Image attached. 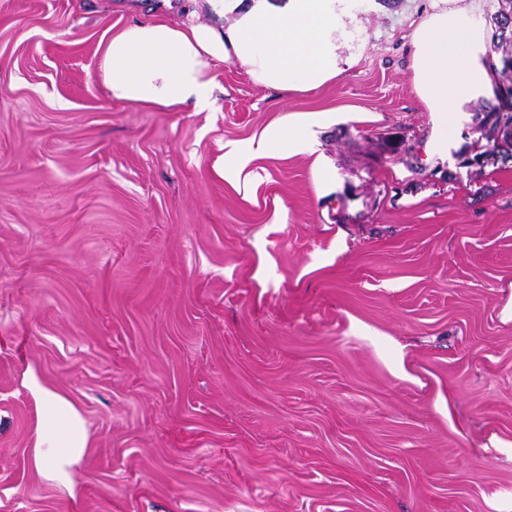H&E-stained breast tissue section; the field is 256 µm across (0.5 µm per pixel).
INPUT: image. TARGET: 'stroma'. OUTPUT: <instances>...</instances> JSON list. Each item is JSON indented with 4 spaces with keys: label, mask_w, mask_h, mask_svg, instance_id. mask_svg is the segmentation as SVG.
Wrapping results in <instances>:
<instances>
[{
    "label": "stroma",
    "mask_w": 512,
    "mask_h": 512,
    "mask_svg": "<svg viewBox=\"0 0 512 512\" xmlns=\"http://www.w3.org/2000/svg\"><path fill=\"white\" fill-rule=\"evenodd\" d=\"M187 2L0 0V512H512V461L471 451L512 438V147L472 163L477 99L429 150L430 0H350L354 64L309 94L227 62L204 112L109 100L108 29ZM324 109L327 189L302 155L248 200L217 176L225 142ZM359 328L407 343L415 381ZM28 366L87 420L74 492L30 464Z\"/></svg>",
    "instance_id": "stroma-1"
}]
</instances>
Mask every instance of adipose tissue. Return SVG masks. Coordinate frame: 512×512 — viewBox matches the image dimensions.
I'll use <instances>...</instances> for the list:
<instances>
[{
  "mask_svg": "<svg viewBox=\"0 0 512 512\" xmlns=\"http://www.w3.org/2000/svg\"><path fill=\"white\" fill-rule=\"evenodd\" d=\"M342 0H205L216 24L157 17L112 32L98 45L96 78L109 99L152 112L210 109L218 86L216 69L230 62L254 82L284 92L317 90L341 75L336 9ZM410 70L436 135L430 147L448 146V127L465 103L493 93L484 61L487 27L479 6L463 11L432 0L411 37ZM332 112L291 113L245 142H228L215 169L225 184L249 188L259 160L307 155L317 184H325L316 148ZM40 427L30 463L47 483L73 490L90 446L86 419L68 396L26 369Z\"/></svg>",
  "mask_w": 512,
  "mask_h": 512,
  "instance_id": "obj_1",
  "label": "adipose tissue"
}]
</instances>
